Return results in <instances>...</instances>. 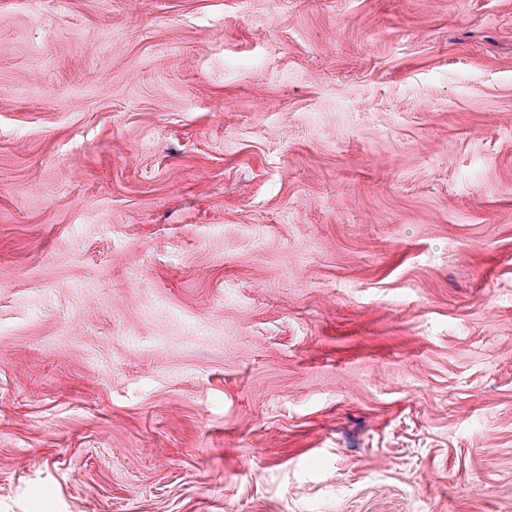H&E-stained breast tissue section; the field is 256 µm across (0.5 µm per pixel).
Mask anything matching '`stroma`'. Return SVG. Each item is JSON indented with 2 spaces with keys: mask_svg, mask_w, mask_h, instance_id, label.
Segmentation results:
<instances>
[{
  "mask_svg": "<svg viewBox=\"0 0 512 512\" xmlns=\"http://www.w3.org/2000/svg\"><path fill=\"white\" fill-rule=\"evenodd\" d=\"M0 512H512V0H0Z\"/></svg>",
  "mask_w": 512,
  "mask_h": 512,
  "instance_id": "1",
  "label": "stroma"
}]
</instances>
